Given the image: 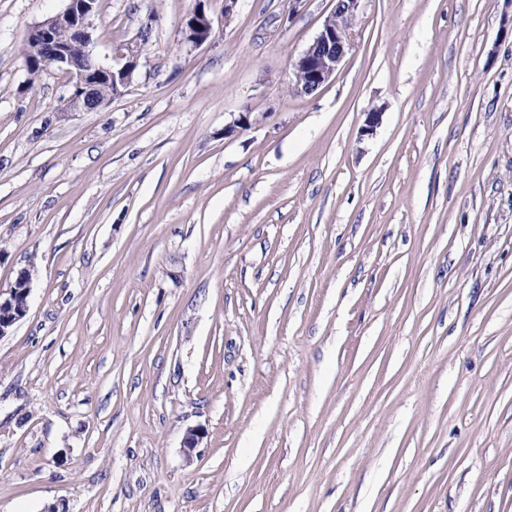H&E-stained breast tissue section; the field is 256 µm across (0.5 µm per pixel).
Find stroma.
Masks as SVG:
<instances>
[{"mask_svg": "<svg viewBox=\"0 0 512 512\" xmlns=\"http://www.w3.org/2000/svg\"><path fill=\"white\" fill-rule=\"evenodd\" d=\"M195 3L98 0L154 36L65 117L66 0H0V512H512V0H362L305 97L335 0ZM67 2L63 11L31 28L23 49L24 62L31 82L40 77L48 64L56 65L69 74L73 92L63 108V115L95 110L105 101L123 94L133 81L140 57L137 47L127 45L117 52L112 65L101 63L90 48L89 30L97 0H67ZM59 27H65L71 31L74 38L73 44L67 46L58 41ZM27 44L39 50L48 64L38 55H32ZM75 47L84 50L89 60L87 65L73 60ZM101 82H106L112 87L113 92L109 96H100ZM205 1L198 0L191 17L183 23L184 41L193 47L210 43L214 37L213 19L207 11ZM362 0H336L312 43L295 62L289 91L296 96L312 95L336 76L352 47L351 27ZM31 278L16 281L14 288L0 290V339L9 336L13 326L28 311Z\"/></svg>", "mask_w": 512, "mask_h": 512, "instance_id": "obj_1", "label": "stroma"}]
</instances>
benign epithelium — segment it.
Listing matches in <instances>:
<instances>
[{
	"instance_id": "obj_1",
	"label": "benign epithelium",
	"mask_w": 512,
	"mask_h": 512,
	"mask_svg": "<svg viewBox=\"0 0 512 512\" xmlns=\"http://www.w3.org/2000/svg\"><path fill=\"white\" fill-rule=\"evenodd\" d=\"M361 0H336L332 12L324 20L312 43L295 62L289 91L296 96L312 95L328 85L336 76L352 47L351 27L360 10ZM97 0H67L65 9L39 23L29 31L26 44L39 50L50 65L65 70L70 77L73 92L63 111L88 112L99 108L111 96L123 94L133 81L138 67V48L126 46L119 50L113 63H101L90 48L91 17ZM71 31L74 43L67 46L58 41L57 29ZM184 41L200 47L214 37L213 19L205 0H197L191 17L183 23ZM112 87L111 96H100V84ZM256 119L250 112H240L232 122L224 125V136L252 126ZM32 279L24 278L14 287L0 290V339L10 335L13 326L28 311Z\"/></svg>"
}]
</instances>
